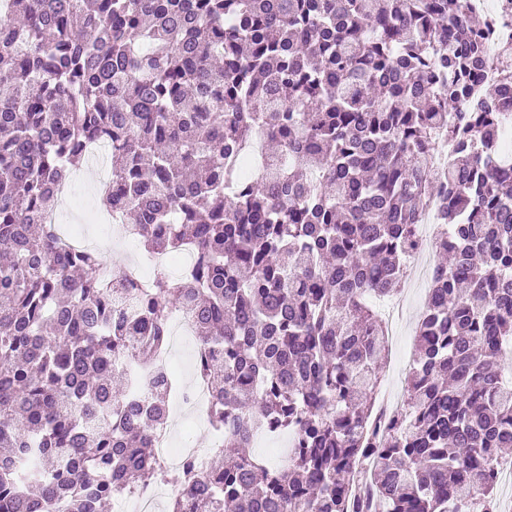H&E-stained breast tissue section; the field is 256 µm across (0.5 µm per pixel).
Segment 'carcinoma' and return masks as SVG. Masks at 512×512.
<instances>
[{"instance_id": "obj_1", "label": "carcinoma", "mask_w": 512, "mask_h": 512, "mask_svg": "<svg viewBox=\"0 0 512 512\" xmlns=\"http://www.w3.org/2000/svg\"><path fill=\"white\" fill-rule=\"evenodd\" d=\"M464 0H7L0 11V512H99L165 473L119 354L153 363L195 316L224 430L193 510L491 512L512 448V169L491 174L512 92ZM495 81L483 82L490 68ZM441 129L448 185L424 168ZM111 144L108 209L148 252L196 247L173 279L109 283L56 250L44 215ZM448 193L406 412L378 425L386 345L370 296L407 273L429 196ZM291 432L283 469L249 453Z\"/></svg>"}]
</instances>
